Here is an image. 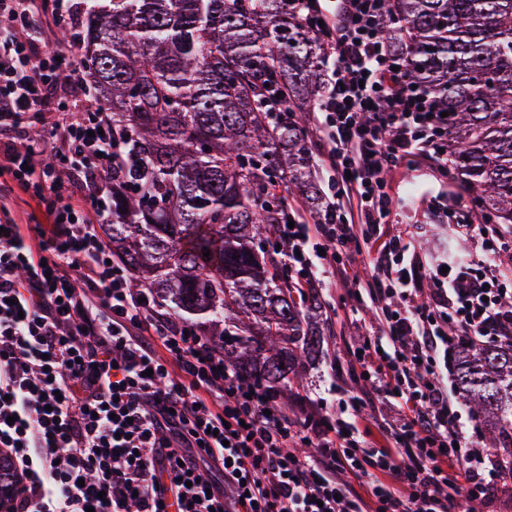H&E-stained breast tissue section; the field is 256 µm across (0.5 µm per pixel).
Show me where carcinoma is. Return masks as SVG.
<instances>
[{
	"mask_svg": "<svg viewBox=\"0 0 512 512\" xmlns=\"http://www.w3.org/2000/svg\"><path fill=\"white\" fill-rule=\"evenodd\" d=\"M81 72L112 113V255L132 287L220 336L224 361L280 398L322 351L317 289L289 282L276 225L316 206L306 107L325 57L288 0H76ZM404 77L448 112L453 173L494 224H512V0H381ZM281 97H276V94ZM207 150H201V144ZM210 256L205 257V250ZM458 398L512 443V347L471 346Z\"/></svg>",
	"mask_w": 512,
	"mask_h": 512,
	"instance_id": "carcinoma-1",
	"label": "carcinoma"
}]
</instances>
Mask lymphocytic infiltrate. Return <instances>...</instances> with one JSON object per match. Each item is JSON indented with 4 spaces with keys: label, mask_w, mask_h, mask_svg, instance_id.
Here are the masks:
<instances>
[{
    "label": "lymphocytic infiltrate",
    "mask_w": 512,
    "mask_h": 512,
    "mask_svg": "<svg viewBox=\"0 0 512 512\" xmlns=\"http://www.w3.org/2000/svg\"><path fill=\"white\" fill-rule=\"evenodd\" d=\"M290 0L331 60L312 113L338 204L321 224L278 225L296 283L343 276L366 253L378 328L351 353L350 417H297L224 362L213 337L132 292L103 233L112 221V118L61 78L71 54L42 41L71 0H0V169L33 190L47 224L18 223L0 189V454L13 465L9 512H455L512 481V456L483 448L444 381L458 345L512 342L496 265L500 229L472 218L477 260L408 261L383 226L390 172L449 168L448 121L405 83L379 33L380 0ZM44 120L39 136L33 122ZM42 168L26 170L35 156ZM431 282L434 302H418ZM372 406L373 427L355 419ZM299 442L313 454L298 456Z\"/></svg>",
    "instance_id": "f902f5d3"
}]
</instances>
